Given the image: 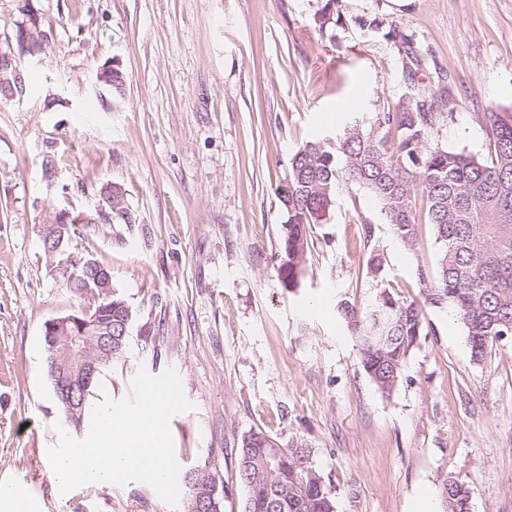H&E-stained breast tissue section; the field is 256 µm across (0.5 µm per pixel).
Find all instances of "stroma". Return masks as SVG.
<instances>
[{
  "label": "stroma",
  "mask_w": 512,
  "mask_h": 512,
  "mask_svg": "<svg viewBox=\"0 0 512 512\" xmlns=\"http://www.w3.org/2000/svg\"><path fill=\"white\" fill-rule=\"evenodd\" d=\"M325 3L0 0V44L32 18L45 35L18 57L25 95L0 102V484L24 490L30 512L187 506L138 482L63 494L54 481L62 415L42 328L75 301L40 228L61 211L91 215L62 248L108 266L135 312L94 401L128 397L138 368H174L192 404L170 422L176 459L210 462L224 512L241 510L238 449L256 430L309 450L336 512H443L446 475L470 486L471 512H512V340L473 361L452 311L425 309L387 395L340 318L383 286L421 300L431 226L406 249L369 193L342 191L313 228L300 288H282L275 261L288 161L344 123L347 101L445 98L438 142L485 153L476 114L512 108V0H339L338 26L321 24ZM109 61L122 90L96 81ZM110 185L134 223L108 222ZM374 247L381 282L367 273Z\"/></svg>",
  "instance_id": "35a3bbf8"
}]
</instances>
